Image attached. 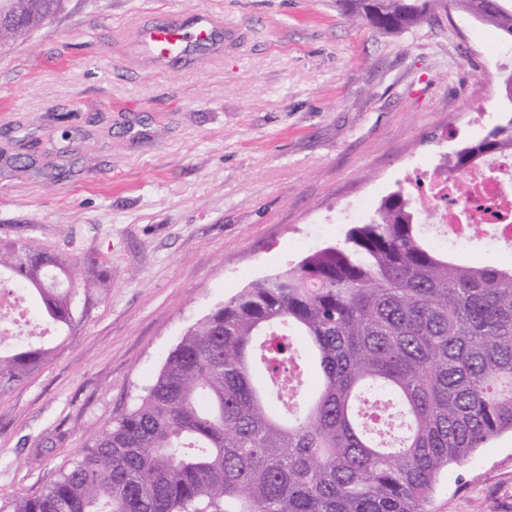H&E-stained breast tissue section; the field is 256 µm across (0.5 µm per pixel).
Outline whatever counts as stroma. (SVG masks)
Listing matches in <instances>:
<instances>
[{
  "mask_svg": "<svg viewBox=\"0 0 512 512\" xmlns=\"http://www.w3.org/2000/svg\"><path fill=\"white\" fill-rule=\"evenodd\" d=\"M202 10L224 16L222 54L138 52L137 22ZM510 69L512 40L456 5L383 35L338 0H65L0 55V240L111 284L76 289L70 335L0 396V512L132 408L186 329L483 138ZM429 510L512 512V434L449 468Z\"/></svg>",
  "mask_w": 512,
  "mask_h": 512,
  "instance_id": "35a3bbf8",
  "label": "stroma"
}]
</instances>
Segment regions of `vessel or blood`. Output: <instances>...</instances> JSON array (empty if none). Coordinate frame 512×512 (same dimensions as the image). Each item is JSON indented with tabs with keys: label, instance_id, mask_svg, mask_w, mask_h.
<instances>
[{
	"label": "vessel or blood",
	"instance_id": "1",
	"mask_svg": "<svg viewBox=\"0 0 512 512\" xmlns=\"http://www.w3.org/2000/svg\"><path fill=\"white\" fill-rule=\"evenodd\" d=\"M224 35V17L214 12H198L183 24H138L133 35L140 53L163 65L188 57L218 44Z\"/></svg>",
	"mask_w": 512,
	"mask_h": 512
}]
</instances>
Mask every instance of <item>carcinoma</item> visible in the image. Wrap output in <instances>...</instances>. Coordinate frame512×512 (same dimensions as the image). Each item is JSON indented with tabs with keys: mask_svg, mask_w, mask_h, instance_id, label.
<instances>
[{
	"mask_svg": "<svg viewBox=\"0 0 512 512\" xmlns=\"http://www.w3.org/2000/svg\"><path fill=\"white\" fill-rule=\"evenodd\" d=\"M343 2L352 22L394 34L437 0ZM452 2L512 38L503 0ZM62 7L0 0V50ZM505 151L512 115L438 169L463 201L460 174ZM2 282L38 295L58 329L74 321L72 290L110 288L31 240L0 243ZM51 355L39 343L0 351V394ZM509 432L512 268L454 258L399 189L342 242L190 327L135 407L12 512H427L449 466Z\"/></svg>",
	"mask_w": 512,
	"mask_h": 512,
	"instance_id": "carcinoma-1",
	"label": "carcinoma"
}]
</instances>
